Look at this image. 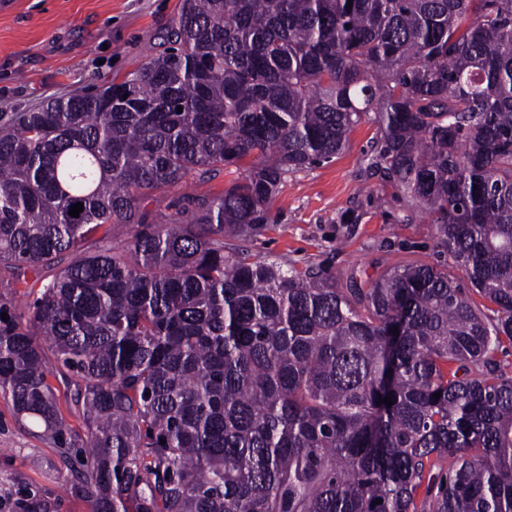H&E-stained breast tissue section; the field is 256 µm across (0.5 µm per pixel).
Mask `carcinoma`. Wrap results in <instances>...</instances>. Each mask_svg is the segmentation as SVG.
I'll use <instances>...</instances> for the list:
<instances>
[{"label":"carcinoma","mask_w":512,"mask_h":512,"mask_svg":"<svg viewBox=\"0 0 512 512\" xmlns=\"http://www.w3.org/2000/svg\"><path fill=\"white\" fill-rule=\"evenodd\" d=\"M162 40L102 90L0 113V265L34 275L23 313L0 303L17 417L78 460L92 512H512V0H181ZM370 116L371 166L471 289L428 264L343 287L243 248ZM244 175L243 168L236 166H226L223 171L205 179L203 182L198 179H188L186 183L178 186L167 193V195L157 201L147 200L144 202L146 211L157 214L158 218L164 222L170 215H174L179 203L178 200L185 195L207 194L209 196H218L224 193V188L241 179ZM166 216V217H164Z\"/></svg>","instance_id":"cac0c4a2"}]
</instances>
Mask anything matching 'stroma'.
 Returning <instances> with one entry per match:
<instances>
[{
  "mask_svg": "<svg viewBox=\"0 0 512 512\" xmlns=\"http://www.w3.org/2000/svg\"><path fill=\"white\" fill-rule=\"evenodd\" d=\"M181 0H0V113L24 112L84 88H102L162 50L161 36ZM380 132L362 121L331 161L289 173L268 208L264 233L250 249L296 269L373 279L383 268L427 263L464 276L436 247L431 218L395 182L370 169ZM235 166L210 179L187 180L145 208L175 213L186 195L217 196L241 179ZM77 464L41 429L18 422L0 396V500L35 493L56 512H91L74 495Z\"/></svg>",
  "mask_w": 512,
  "mask_h": 512,
  "instance_id": "35a3bbf8",
  "label": "stroma"
}]
</instances>
